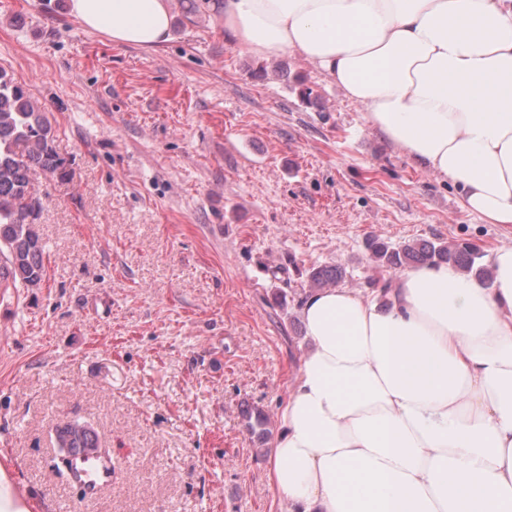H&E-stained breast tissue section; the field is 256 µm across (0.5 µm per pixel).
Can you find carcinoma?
<instances>
[{
  "instance_id": "obj_1",
  "label": "carcinoma",
  "mask_w": 512,
  "mask_h": 512,
  "mask_svg": "<svg viewBox=\"0 0 512 512\" xmlns=\"http://www.w3.org/2000/svg\"><path fill=\"white\" fill-rule=\"evenodd\" d=\"M66 160L55 147L54 128L47 116L0 69V288H37L44 281L45 245L38 219L42 201L34 174L65 175ZM371 258L379 268L393 271L422 264L445 263L489 284L492 269L482 263L480 251L468 245L416 241L394 248L373 238ZM342 279L337 267L314 268L308 273L312 289L336 286ZM247 429L264 442L271 436L269 420L254 408L246 413ZM57 447L70 453L81 448H100L87 425L64 423L55 428Z\"/></svg>"
}]
</instances>
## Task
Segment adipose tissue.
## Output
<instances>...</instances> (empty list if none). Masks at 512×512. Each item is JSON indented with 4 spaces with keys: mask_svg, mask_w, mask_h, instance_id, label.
I'll return each instance as SVG.
<instances>
[{
    "mask_svg": "<svg viewBox=\"0 0 512 512\" xmlns=\"http://www.w3.org/2000/svg\"><path fill=\"white\" fill-rule=\"evenodd\" d=\"M259 57L326 72L369 126L451 181L464 212L512 231V0H215ZM113 44H163L171 0H70ZM492 286L448 265L386 296L302 302L311 347L269 465L288 512H512V245Z\"/></svg>",
    "mask_w": 512,
    "mask_h": 512,
    "instance_id": "obj_1",
    "label": "adipose tissue"
}]
</instances>
